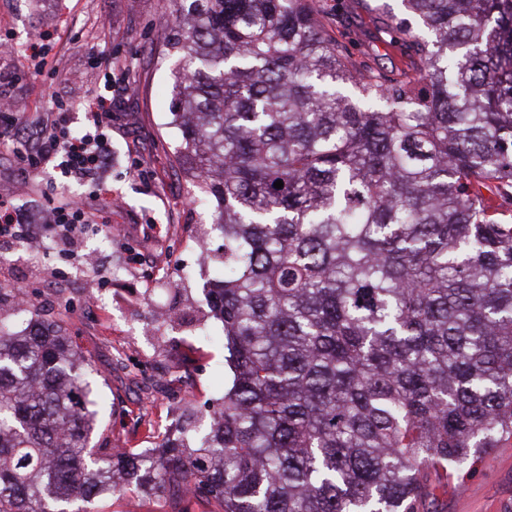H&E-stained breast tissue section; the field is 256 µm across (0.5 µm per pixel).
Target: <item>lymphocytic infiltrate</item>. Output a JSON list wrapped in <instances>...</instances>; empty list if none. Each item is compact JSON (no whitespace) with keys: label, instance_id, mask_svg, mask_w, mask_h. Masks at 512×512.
Returning <instances> with one entry per match:
<instances>
[{"label":"lymphocytic infiltrate","instance_id":"1","mask_svg":"<svg viewBox=\"0 0 512 512\" xmlns=\"http://www.w3.org/2000/svg\"><path fill=\"white\" fill-rule=\"evenodd\" d=\"M52 50V44L42 37L20 50L13 42L0 38V57L10 62L5 82H14L22 74L34 79L44 76ZM89 120V128L74 134L63 126L61 113L50 112L42 118L37 137H29V116L0 89V148L14 152L28 163L30 170L51 166L65 179L96 187L89 204L64 195L51 198L46 211V230L55 237L81 235L90 224L107 226L112 212V192L98 182V174L112 153L111 98L96 96Z\"/></svg>","mask_w":512,"mask_h":512}]
</instances>
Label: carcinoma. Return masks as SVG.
<instances>
[{"mask_svg": "<svg viewBox=\"0 0 512 512\" xmlns=\"http://www.w3.org/2000/svg\"><path fill=\"white\" fill-rule=\"evenodd\" d=\"M392 77L318 0H173L175 162L214 203L224 397L92 445L95 369L0 286V512L128 490L218 512H419L512 437V0H402ZM282 181L283 188L274 187Z\"/></svg>", "mask_w": 512, "mask_h": 512, "instance_id": "1", "label": "carcinoma"}]
</instances>
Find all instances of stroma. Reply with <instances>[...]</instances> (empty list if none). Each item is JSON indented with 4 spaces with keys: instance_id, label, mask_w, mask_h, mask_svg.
I'll return each instance as SVG.
<instances>
[{
    "instance_id": "obj_1",
    "label": "stroma",
    "mask_w": 512,
    "mask_h": 512,
    "mask_svg": "<svg viewBox=\"0 0 512 512\" xmlns=\"http://www.w3.org/2000/svg\"><path fill=\"white\" fill-rule=\"evenodd\" d=\"M334 38H348L355 56L394 76L409 66L401 44L385 30L388 14L374 0H324ZM171 0H0V25L18 43L43 33L64 46L44 80H21L10 93L32 123L54 101L68 103L70 130H84V100L106 92L91 51L111 56L125 85L112 94V160L102 180L112 189V237L83 233L76 243L54 242L36 264L0 267V282H22L43 320H64L68 336L99 374L105 399L102 438L150 448L158 434L195 420L224 395L222 324L207 306V281L217 266L196 246L211 207L174 161L179 144L171 125L176 56L165 45ZM0 193L38 212L52 195L49 175L24 172L0 153ZM95 253L94 264L84 256ZM177 309L181 325L155 312ZM158 388L157 400L146 393ZM458 489L436 494L428 512H512V439L487 463L457 475Z\"/></svg>"
}]
</instances>
